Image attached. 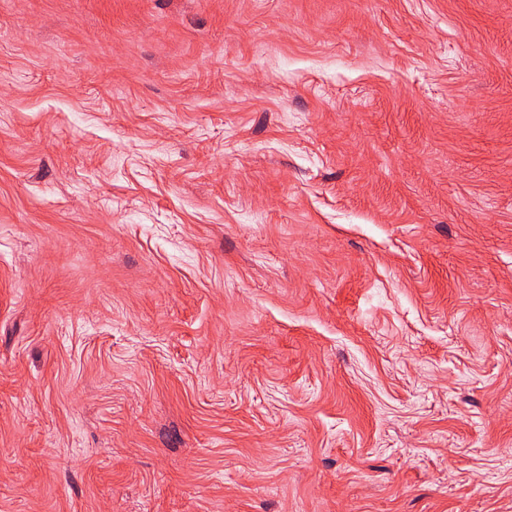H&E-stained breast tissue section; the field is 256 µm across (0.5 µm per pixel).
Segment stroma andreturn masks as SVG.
Masks as SVG:
<instances>
[{"label":"stroma","mask_w":512,"mask_h":512,"mask_svg":"<svg viewBox=\"0 0 512 512\" xmlns=\"http://www.w3.org/2000/svg\"><path fill=\"white\" fill-rule=\"evenodd\" d=\"M0 512H512V0H0Z\"/></svg>","instance_id":"1"}]
</instances>
